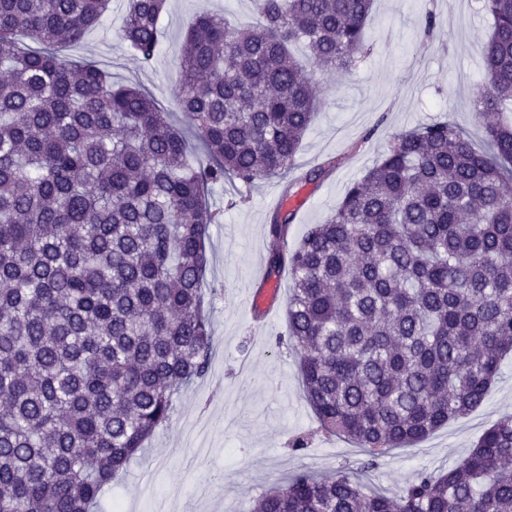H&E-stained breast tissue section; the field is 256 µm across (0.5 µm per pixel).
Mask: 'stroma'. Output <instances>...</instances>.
Segmentation results:
<instances>
[{
  "label": "stroma",
  "mask_w": 512,
  "mask_h": 512,
  "mask_svg": "<svg viewBox=\"0 0 512 512\" xmlns=\"http://www.w3.org/2000/svg\"><path fill=\"white\" fill-rule=\"evenodd\" d=\"M433 11L437 26L425 33L420 19ZM126 0H111L103 22L59 54L90 61L113 81L138 83L169 111L183 116L175 99L188 26L201 13H217L234 26L254 21L250 0H167L163 38L153 64L140 66L118 35ZM492 31L478 0H375L367 26L368 53L348 75L324 80L320 106L287 178L257 183L246 199L228 206L217 186L208 202L221 220L211 225L203 291L210 302L213 351L208 373L175 400L170 419L156 429L143 456L130 463L101 497V512H250L266 491L300 470L358 475L361 454L349 441L319 432L302 387L298 357L288 343L286 308L265 325L246 307L260 286L254 273L276 243L269 216L279 197L303 195L289 226L297 242L308 225L323 222L352 182L389 148L393 135L445 117L482 133L473 100L483 81L480 45ZM338 159L326 177L305 175ZM512 415V353L476 409L451 420L424 441L388 452L367 472L369 486L396 494L418 475L455 466L486 428ZM304 449H295L296 440Z\"/></svg>",
  "instance_id": "obj_1"
}]
</instances>
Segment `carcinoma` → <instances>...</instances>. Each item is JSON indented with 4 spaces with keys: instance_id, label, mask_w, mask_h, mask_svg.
<instances>
[{
    "instance_id": "carcinoma-1",
    "label": "carcinoma",
    "mask_w": 512,
    "mask_h": 512,
    "mask_svg": "<svg viewBox=\"0 0 512 512\" xmlns=\"http://www.w3.org/2000/svg\"><path fill=\"white\" fill-rule=\"evenodd\" d=\"M110 2L0 0V512H91L207 374L208 191L288 174L320 76L356 65L374 4L252 0L241 29L198 15L177 97L194 164L146 91L54 50ZM165 5L127 0L119 36L143 67ZM484 8V147L446 119L400 132L296 244L293 213L270 220L306 398L367 470L478 407L512 352V0ZM256 512H512V416L396 497L301 470Z\"/></svg>"
}]
</instances>
